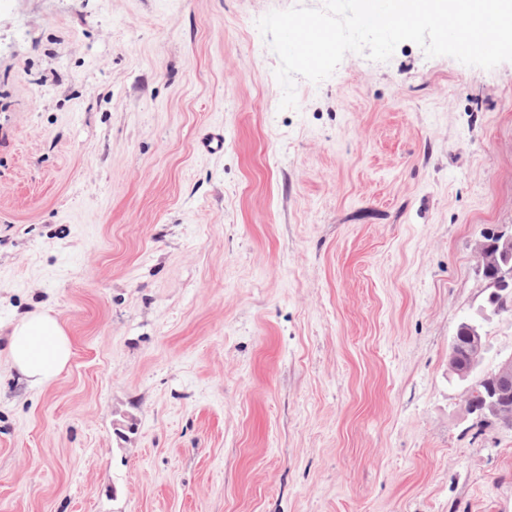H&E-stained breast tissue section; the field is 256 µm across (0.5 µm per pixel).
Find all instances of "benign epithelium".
<instances>
[{"instance_id": "benign-epithelium-1", "label": "benign epithelium", "mask_w": 512, "mask_h": 512, "mask_svg": "<svg viewBox=\"0 0 512 512\" xmlns=\"http://www.w3.org/2000/svg\"><path fill=\"white\" fill-rule=\"evenodd\" d=\"M477 270L493 290L472 317L464 319L450 342L448 369L464 387L467 412L476 419H490L512 427V355L495 370H482L487 350L484 324L499 315L512 297V233L491 232L476 245Z\"/></svg>"}]
</instances>
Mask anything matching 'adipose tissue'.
I'll list each match as a JSON object with an SVG mask.
<instances>
[{"instance_id": "obj_1", "label": "adipose tissue", "mask_w": 512, "mask_h": 512, "mask_svg": "<svg viewBox=\"0 0 512 512\" xmlns=\"http://www.w3.org/2000/svg\"><path fill=\"white\" fill-rule=\"evenodd\" d=\"M8 352L16 372L28 384L42 386L66 368L72 345L55 316L47 311H31L14 321Z\"/></svg>"}]
</instances>
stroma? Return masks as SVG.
Instances as JSON below:
<instances>
[{
  "mask_svg": "<svg viewBox=\"0 0 512 512\" xmlns=\"http://www.w3.org/2000/svg\"><path fill=\"white\" fill-rule=\"evenodd\" d=\"M299 3L0 0V512H512V430L448 374L512 62L406 41L283 110L256 21ZM34 310L73 344L42 387ZM484 331L491 369L512 310ZM8 352L16 372L31 386H42L66 368L72 345L55 316L48 311H31L12 324Z\"/></svg>",
  "mask_w": 512,
  "mask_h": 512,
  "instance_id": "obj_1",
  "label": "stroma"
}]
</instances>
